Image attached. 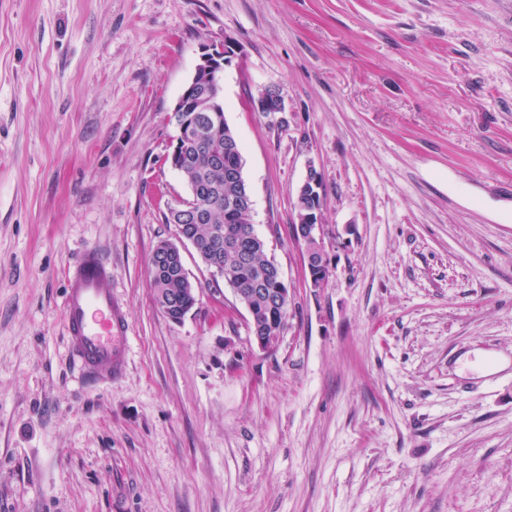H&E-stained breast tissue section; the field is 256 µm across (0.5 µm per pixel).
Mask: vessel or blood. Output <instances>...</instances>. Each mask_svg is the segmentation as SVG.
<instances>
[{
  "label": "vessel or blood",
  "instance_id": "b4317fda",
  "mask_svg": "<svg viewBox=\"0 0 512 512\" xmlns=\"http://www.w3.org/2000/svg\"><path fill=\"white\" fill-rule=\"evenodd\" d=\"M111 267L90 249L67 268L64 324L70 352L81 371L122 376L127 369L129 321L112 295Z\"/></svg>",
  "mask_w": 512,
  "mask_h": 512
}]
</instances>
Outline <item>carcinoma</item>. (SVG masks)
<instances>
[{
  "label": "carcinoma",
  "mask_w": 512,
  "mask_h": 512,
  "mask_svg": "<svg viewBox=\"0 0 512 512\" xmlns=\"http://www.w3.org/2000/svg\"><path fill=\"white\" fill-rule=\"evenodd\" d=\"M231 136V130L221 125L218 139L207 147L195 135L180 140L178 152L169 156L171 168L181 173L194 191L205 194L209 207L208 219L200 224H179L177 230L192 240L200 259L209 266H217L224 273V280L243 294L241 301L252 309L254 321L263 326L276 325L287 317V310L270 307L262 294L255 288H278L276 276L278 266L266 255L264 243L243 233L249 227L247 214L239 217L228 215V204L238 192V187L224 181V171L236 167V154L224 150V138ZM220 154V164L213 161ZM184 266H157L152 268L155 300L164 308L163 297H179L177 305L168 309L165 315L172 321H180L195 305L196 293L189 291L191 284L183 275Z\"/></svg>",
  "instance_id": "obj_1"
}]
</instances>
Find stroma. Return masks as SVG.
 <instances>
[{
  "label": "stroma",
  "instance_id": "35a3bbf8",
  "mask_svg": "<svg viewBox=\"0 0 512 512\" xmlns=\"http://www.w3.org/2000/svg\"><path fill=\"white\" fill-rule=\"evenodd\" d=\"M227 39L290 291L272 351L191 244L194 307L154 299L190 196L167 116ZM270 87L284 112L255 110ZM311 164L320 288L292 234ZM91 247L129 312L113 382L65 345ZM0 512H512V0H0Z\"/></svg>",
  "mask_w": 512,
  "mask_h": 512
}]
</instances>
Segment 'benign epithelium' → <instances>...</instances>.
<instances>
[{
    "label": "benign epithelium",
    "mask_w": 512,
    "mask_h": 512,
    "mask_svg": "<svg viewBox=\"0 0 512 512\" xmlns=\"http://www.w3.org/2000/svg\"><path fill=\"white\" fill-rule=\"evenodd\" d=\"M234 42L224 40V48L219 51L205 52L200 57L194 74L185 85L168 116L169 122L174 125L177 134H182L188 119L187 112H208L210 119L198 120L197 128L204 124H212L216 120V111L219 100L223 98L221 84V72L224 64L235 55ZM256 108L265 114L284 111L280 95L273 89L264 91L257 99ZM298 225L295 226L293 236L295 240L305 247L304 263L308 271L310 287L321 288L324 281L319 279V271L328 266V257L324 244V231L321 224V211L323 209L322 178L320 172L312 164L308 165L307 175L299 185L296 197ZM206 206L196 195L182 202L176 208L169 211L168 220L172 224H184L191 219H200ZM177 255V246L165 242L153 254L152 262L165 265L171 262ZM287 328L286 323L271 329L259 328L251 325L252 339L262 350H273L281 342Z\"/></svg>",
    "instance_id": "obj_1"
}]
</instances>
